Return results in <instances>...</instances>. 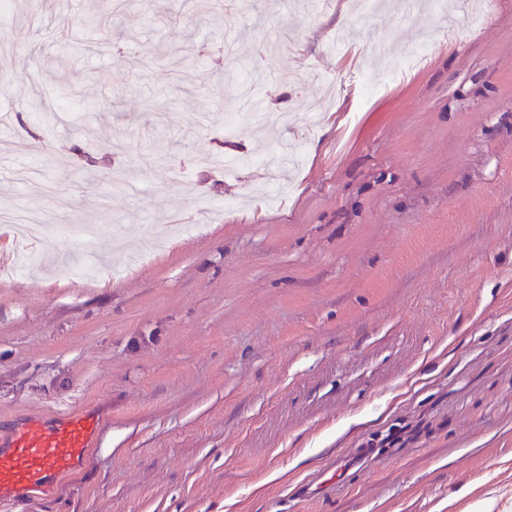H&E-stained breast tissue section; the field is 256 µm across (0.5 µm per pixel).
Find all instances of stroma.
<instances>
[{
	"label": "stroma",
	"mask_w": 512,
	"mask_h": 512,
	"mask_svg": "<svg viewBox=\"0 0 512 512\" xmlns=\"http://www.w3.org/2000/svg\"><path fill=\"white\" fill-rule=\"evenodd\" d=\"M420 2L0 0V434L107 423L15 512H512V0Z\"/></svg>",
	"instance_id": "1"
}]
</instances>
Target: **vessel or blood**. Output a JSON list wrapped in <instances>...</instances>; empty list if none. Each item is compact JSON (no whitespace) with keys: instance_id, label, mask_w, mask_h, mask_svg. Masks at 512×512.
<instances>
[{"instance_id":"obj_1","label":"vessel or blood","mask_w":512,"mask_h":512,"mask_svg":"<svg viewBox=\"0 0 512 512\" xmlns=\"http://www.w3.org/2000/svg\"><path fill=\"white\" fill-rule=\"evenodd\" d=\"M99 416L84 413L60 421L33 418L0 448V502L14 501L55 482L88 458L101 431Z\"/></svg>"}]
</instances>
